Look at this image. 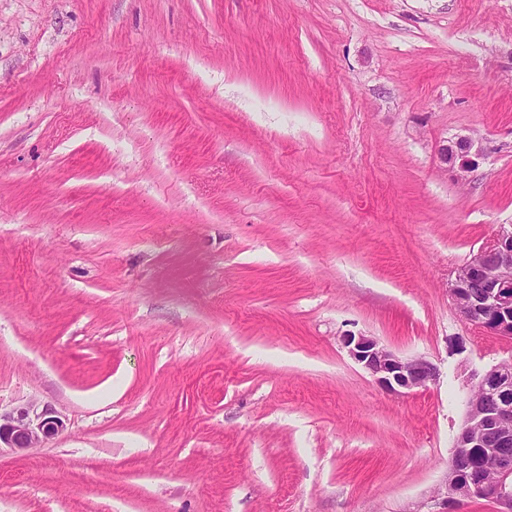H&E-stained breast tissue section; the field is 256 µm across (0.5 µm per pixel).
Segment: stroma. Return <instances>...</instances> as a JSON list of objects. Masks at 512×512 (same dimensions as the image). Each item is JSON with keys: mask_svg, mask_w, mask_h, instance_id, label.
Listing matches in <instances>:
<instances>
[{"mask_svg": "<svg viewBox=\"0 0 512 512\" xmlns=\"http://www.w3.org/2000/svg\"><path fill=\"white\" fill-rule=\"evenodd\" d=\"M503 224L512 0H0V408L67 423L0 512H500L436 491L512 359L449 292ZM483 156L481 146L472 138L460 137L452 145H445L439 149L441 163L456 168L459 177L464 179L478 166V159ZM342 342L349 355L389 394L406 396L437 381V367L425 356H401L362 332H350Z\"/></svg>", "mask_w": 512, "mask_h": 512, "instance_id": "1", "label": "stroma"}]
</instances>
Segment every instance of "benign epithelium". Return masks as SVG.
<instances>
[{
	"instance_id": "7a95c632",
	"label": "benign epithelium",
	"mask_w": 512,
	"mask_h": 512,
	"mask_svg": "<svg viewBox=\"0 0 512 512\" xmlns=\"http://www.w3.org/2000/svg\"><path fill=\"white\" fill-rule=\"evenodd\" d=\"M481 146L469 137L439 149L441 163L465 178L478 166ZM450 295L462 321L485 332L512 338V224H502L455 272ZM349 355L385 392L406 396L437 381L436 365L424 356L404 357L362 332L342 336ZM480 394L467 400L464 424L448 460V479L441 495L459 504L478 494L512 509V360L481 377ZM66 429L64 415L49 404L29 401L0 411V449L24 455Z\"/></svg>"
}]
</instances>
